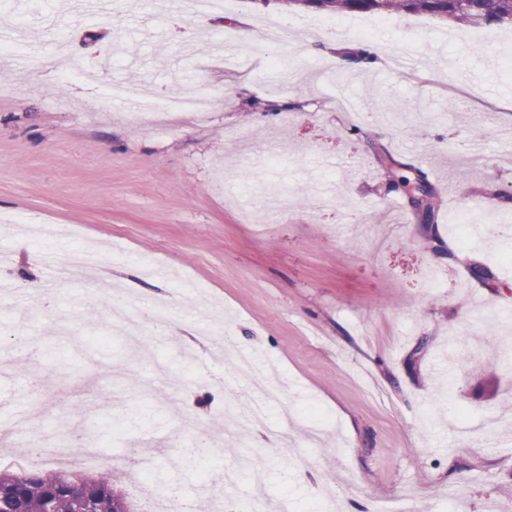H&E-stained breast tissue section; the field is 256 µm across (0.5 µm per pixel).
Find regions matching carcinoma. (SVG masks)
<instances>
[{
    "label": "carcinoma",
    "instance_id": "cac0c4a2",
    "mask_svg": "<svg viewBox=\"0 0 512 512\" xmlns=\"http://www.w3.org/2000/svg\"><path fill=\"white\" fill-rule=\"evenodd\" d=\"M288 10L350 16L370 13L386 18L424 14L444 24L481 26L512 23V0H283ZM422 197L411 203L422 224L427 242L436 241L447 251L437 231L436 190L421 170L414 176ZM470 278L485 288L503 284L492 270L476 262L468 268ZM0 512H133L116 488V476L108 471L84 482L56 473L49 476L0 474Z\"/></svg>",
    "mask_w": 512,
    "mask_h": 512
}]
</instances>
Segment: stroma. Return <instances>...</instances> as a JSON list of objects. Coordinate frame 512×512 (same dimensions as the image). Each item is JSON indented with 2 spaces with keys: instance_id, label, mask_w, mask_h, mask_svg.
I'll return each instance as SVG.
<instances>
[{
  "instance_id": "1",
  "label": "stroma",
  "mask_w": 512,
  "mask_h": 512,
  "mask_svg": "<svg viewBox=\"0 0 512 512\" xmlns=\"http://www.w3.org/2000/svg\"><path fill=\"white\" fill-rule=\"evenodd\" d=\"M261 19L295 26L279 65L259 53L226 64L200 46ZM309 20L280 0H238L207 28L173 0H113L93 18L63 0H0V27L79 69H0V418L27 400L64 449L67 418H93L127 492L129 449L179 430L151 464L157 491L198 496L205 473L229 503L259 493L288 512H376L396 497L411 512H512V244L500 234L512 226L501 197L512 189V29L393 17L371 43L421 62L383 75L309 51ZM340 82L356 115L326 103ZM116 83L203 95L211 108L136 123L130 105L106 102ZM282 101L291 110L262 122ZM350 152L362 165H340ZM400 163L424 169L442 197L453 257L428 248L391 189ZM17 215L74 236L30 246ZM78 240L104 243L94 274L123 294L173 297L180 337L101 342L108 299L86 281L54 292L66 324L28 318V283L48 280L43 254ZM475 262L505 287L472 282ZM210 324L237 356L202 337ZM241 356L285 388L302 423L326 413L317 447L283 445Z\"/></svg>"
}]
</instances>
